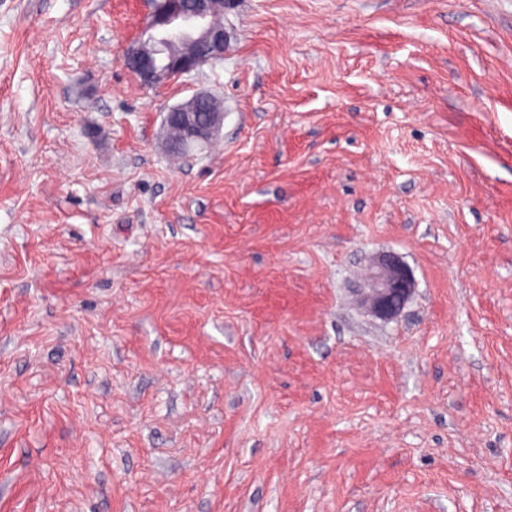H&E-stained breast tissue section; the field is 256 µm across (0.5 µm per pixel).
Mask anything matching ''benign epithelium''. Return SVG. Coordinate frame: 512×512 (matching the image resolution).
<instances>
[{
    "instance_id": "obj_1",
    "label": "benign epithelium",
    "mask_w": 512,
    "mask_h": 512,
    "mask_svg": "<svg viewBox=\"0 0 512 512\" xmlns=\"http://www.w3.org/2000/svg\"><path fill=\"white\" fill-rule=\"evenodd\" d=\"M213 0H151L148 40L123 50L127 69L147 88L189 77L204 62L224 60L227 35L224 11ZM224 122L213 96L199 92L165 116L167 148L175 151L210 142ZM415 290L411 269L394 253L380 255L365 282L363 302L382 320L395 318Z\"/></svg>"
}]
</instances>
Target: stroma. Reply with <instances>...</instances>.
I'll use <instances>...</instances> for the list:
<instances>
[{"label":"stroma","instance_id":"stroma-1","mask_svg":"<svg viewBox=\"0 0 512 512\" xmlns=\"http://www.w3.org/2000/svg\"><path fill=\"white\" fill-rule=\"evenodd\" d=\"M149 12L0 0V512H512V0H234L156 89ZM213 96L199 92L187 101L173 107L165 116L168 131L167 148L176 151L210 142L224 122V112ZM206 110V118L200 119V112ZM177 133V137L173 132ZM363 302L382 320L395 318L415 290L411 269L394 253L380 255L362 286Z\"/></svg>","mask_w":512,"mask_h":512}]
</instances>
